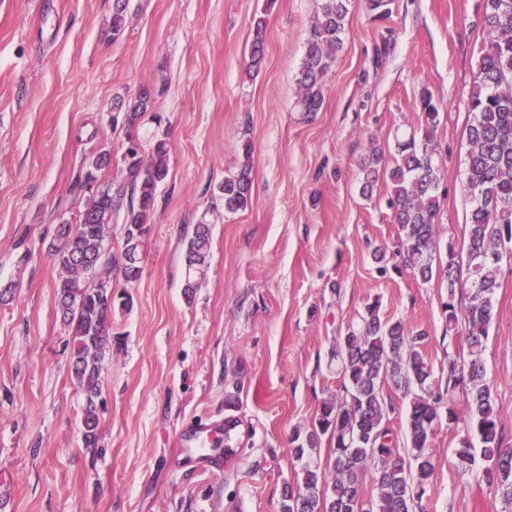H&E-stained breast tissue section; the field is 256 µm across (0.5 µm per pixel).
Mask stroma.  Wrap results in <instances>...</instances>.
I'll list each match as a JSON object with an SVG mask.
<instances>
[{"label": "stroma", "mask_w": 512, "mask_h": 512, "mask_svg": "<svg viewBox=\"0 0 512 512\" xmlns=\"http://www.w3.org/2000/svg\"><path fill=\"white\" fill-rule=\"evenodd\" d=\"M113 0H0V512H281L307 430L339 393L330 354L366 303L424 331L436 376L462 358L440 280L406 266L377 181L361 192V158L395 157L416 129L419 97L441 113L438 234L461 246L469 94L483 40L482 0H355L320 111L301 112L297 77L321 0H130L112 34ZM267 15L265 59L248 72L253 19ZM150 91L143 145L166 136L169 175L140 248L142 273L114 310L124 343L102 372L101 454L81 440L83 398L56 315L58 270L48 250L75 222L77 183L100 150L120 158L116 101ZM251 156H244V144ZM252 165V202L211 210L224 178ZM212 227L207 277L185 298L195 224ZM506 444L512 445V265L502 264L483 354ZM239 419L241 450L220 475L178 456L185 426ZM456 430L435 428V469L416 512H502L495 487L457 468Z\"/></svg>", "instance_id": "stroma-1"}]
</instances>
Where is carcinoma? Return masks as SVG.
<instances>
[{
  "label": "carcinoma",
  "mask_w": 512,
  "mask_h": 512,
  "mask_svg": "<svg viewBox=\"0 0 512 512\" xmlns=\"http://www.w3.org/2000/svg\"><path fill=\"white\" fill-rule=\"evenodd\" d=\"M129 0H114L112 37L124 30ZM353 0H322L310 26L299 72V105L317 112L324 101L325 77L344 45L347 17ZM267 19H254L249 67L258 69L265 54ZM484 39L477 77L469 98L465 192L470 202L465 251L441 244L438 189L441 165L436 132L440 112L432 95L419 99L422 120L409 138L397 142L399 159L388 168L382 154L372 150L363 160L362 193L384 177L390 187L389 208L405 254V263L424 283L438 277L446 282L442 303L448 329L465 326L467 358L448 365L445 389L436 386L432 365L419 347L426 333L400 320L381 317L380 301L366 304L359 320L336 337V359L343 394L322 402L312 428L294 432L292 452L302 462L301 477L286 487L282 512H413L427 492L434 470L430 443L441 420V403L448 400V423L457 426L454 454L461 468L475 463L473 439L481 444L486 462L482 479L494 485L512 512V448L504 445L490 383L483 362L485 342L494 319V297L500 288L503 257H512V0H484ZM151 105L143 91L114 109L123 113L129 146L121 155L125 182L112 190L102 180L112 166L107 150L92 156L85 166L82 188L88 192L75 223L59 225L49 251L58 268L55 282L57 314L70 335V375L84 403L82 444L92 454L99 448L101 375L112 346V310L126 309L131 298L114 294L112 279L103 276L111 264L106 257L107 229L114 215L124 213L121 273L125 281L139 279L140 246L147 232L157 190L169 174L170 146L156 139L150 149L130 146L133 128ZM252 166L224 178L212 206L227 213L245 210L251 203ZM211 228L195 225L186 247L184 294L190 298L205 279ZM409 399L408 457L396 448L388 427L395 407L387 389ZM463 392L465 415L456 411V394ZM333 445L332 472L307 459L321 437ZM369 481L376 499L365 504L362 486Z\"/></svg>",
  "instance_id": "cac0c4a2"
}]
</instances>
